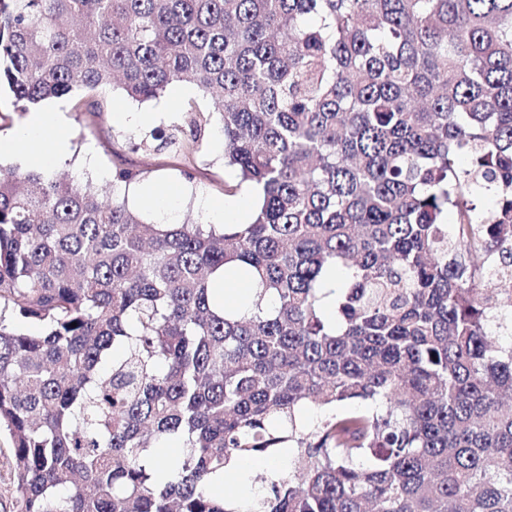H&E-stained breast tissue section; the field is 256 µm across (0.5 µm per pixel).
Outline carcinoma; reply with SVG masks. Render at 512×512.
<instances>
[{"instance_id":"cac0c4a2","label":"carcinoma","mask_w":512,"mask_h":512,"mask_svg":"<svg viewBox=\"0 0 512 512\" xmlns=\"http://www.w3.org/2000/svg\"><path fill=\"white\" fill-rule=\"evenodd\" d=\"M183 83L208 107L140 146L193 158L218 113L246 224L0 165L11 512H512V345L487 334L512 317V0H0L15 113ZM230 267L271 311L225 305ZM285 450L245 506L210 490Z\"/></svg>"}]
</instances>
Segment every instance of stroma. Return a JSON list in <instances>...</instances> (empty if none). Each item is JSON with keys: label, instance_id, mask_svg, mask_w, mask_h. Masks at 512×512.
Returning <instances> with one entry per match:
<instances>
[{"label": "stroma", "instance_id": "stroma-1", "mask_svg": "<svg viewBox=\"0 0 512 512\" xmlns=\"http://www.w3.org/2000/svg\"><path fill=\"white\" fill-rule=\"evenodd\" d=\"M201 97V92L193 88L185 96L176 98L167 92L160 99L138 103L114 87L106 92L107 111L96 114L73 111L65 99L49 101V108L60 112L71 144L70 157L54 168V175L69 177L77 183L89 181L108 187L112 184L113 162L119 158L126 168L143 171L144 183L158 189L189 187L191 197L179 205L177 220L197 214L194 196H204L217 204L224 202V181L228 172L224 168V138L219 115H212L205 131V147L193 159L166 151L148 152L138 146L139 137L146 131L182 123L188 100ZM121 112L139 113L140 123L119 121L117 115Z\"/></svg>", "mask_w": 512, "mask_h": 512}]
</instances>
